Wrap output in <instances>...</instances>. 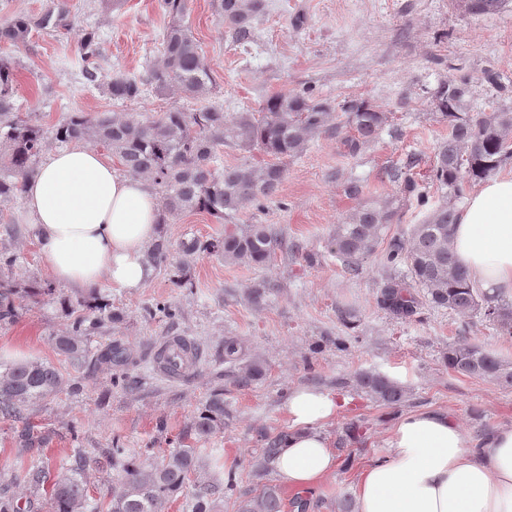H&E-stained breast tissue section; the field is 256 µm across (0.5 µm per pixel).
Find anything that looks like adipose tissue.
I'll return each instance as SVG.
<instances>
[{
  "mask_svg": "<svg viewBox=\"0 0 512 512\" xmlns=\"http://www.w3.org/2000/svg\"><path fill=\"white\" fill-rule=\"evenodd\" d=\"M26 208L45 264L58 282L87 290L107 282L143 287L160 209L146 180L119 172L100 151L51 152L28 182ZM475 287L512 295V176L484 181L459 211L451 240ZM339 399L314 388L289 395L290 429L274 463L283 485L309 489L336 471L321 426ZM388 459L366 468L356 512H512V426L474 440L451 416L414 412L388 430Z\"/></svg>",
  "mask_w": 512,
  "mask_h": 512,
  "instance_id": "obj_1",
  "label": "adipose tissue"
}]
</instances>
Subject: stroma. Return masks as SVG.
Wrapping results in <instances>:
<instances>
[{"instance_id": "stroma-1", "label": "stroma", "mask_w": 512, "mask_h": 512, "mask_svg": "<svg viewBox=\"0 0 512 512\" xmlns=\"http://www.w3.org/2000/svg\"><path fill=\"white\" fill-rule=\"evenodd\" d=\"M70 12V29L35 30L27 43H0V59L13 63L18 115L49 129L74 112L138 120L179 108L199 109L198 101L178 91L145 86L134 101L117 102L105 81L120 72L146 77L162 61L161 43L169 19L157 0H123L119 10L100 0H59ZM254 43L233 41L219 20L213 0H188L183 18L197 40L216 86L209 104L228 115L258 111L265 99L281 93L312 90L336 109L365 99L387 112L388 122L373 142L349 153L341 135L316 137L300 157L287 161L277 196L264 207H246L237 224H271L282 233V245L266 267L197 259L192 283L177 287L172 268L156 269L153 278L134 291L102 283L101 290L123 318L105 324L93 336L98 348L118 342L127 350L126 366L71 365L59 357L53 342L66 333L69 317L45 298H23L14 322L0 323V361L43 360L63 374L59 391L26 407L20 417L0 416V489L19 503L30 493L21 475L30 465L51 470L70 467L76 454L86 459L84 480L93 499L106 502L118 488V472L105 462L112 444L126 448L142 462H155L178 444L200 446L235 470L240 490L255 488L252 465L260 457V432L287 431L284 405L291 391L315 387L348 397L350 403L324 423L323 431L337 453L336 473L310 491L282 489L283 512H340L353 497L362 470L387 459L385 437L401 415L445 411L479 439L512 426V388L462 376L448 369L443 354L465 339L512 363V337L499 335L481 316L461 317L421 304L414 315L396 319L377 303L386 275L382 252L365 259L350 274L326 250L335 224L371 199L398 195L400 186L387 177L408 156L412 174L425 189L427 203L403 199L388 234L410 233L444 193L432 182L435 149L448 136V124L437 113L433 92L446 80L463 78L471 104L486 109L512 89V0L495 11L473 14L462 0H266ZM96 31L103 80L86 84L81 75L78 41ZM495 70L502 86L485 78ZM359 185L351 194V185ZM215 218L186 212L166 229L169 244L196 236H222ZM18 255L13 280L48 278L39 242L0 232V250ZM267 283L265 303L254 304L249 288ZM179 309L176 320L150 316L156 303ZM355 315L352 327L340 319L342 309ZM185 336L200 350L189 378L171 381L155 371L149 352L160 339ZM235 336L247 359L259 360L262 380L237 387L217 361L224 339ZM345 337L347 350L336 349ZM383 374L407 391L397 408L379 405L356 385L358 372ZM136 381L135 388L121 377ZM224 392L228 413L223 430L197 442L193 427L209 395ZM33 443H24L22 433Z\"/></svg>"}]
</instances>
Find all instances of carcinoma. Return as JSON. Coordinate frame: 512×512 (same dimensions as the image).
Wrapping results in <instances>:
<instances>
[{
	"mask_svg": "<svg viewBox=\"0 0 512 512\" xmlns=\"http://www.w3.org/2000/svg\"><path fill=\"white\" fill-rule=\"evenodd\" d=\"M218 17L235 40H253L258 19L266 9L265 0H213ZM160 11L171 18L163 36L162 64L149 72V83L164 91L173 88L193 100L206 98L214 77L200 54V47L183 24L186 0H158ZM69 11L59 7L39 16L19 15L0 25V42L26 43L34 29L71 28ZM100 46L94 33L85 32L80 42L82 75L86 83L99 81ZM14 67L0 60V202L17 199L27 181L37 171L46 145L96 142L112 149L132 175L151 182L159 195L161 226L185 212L206 213L220 222L230 223L245 207L259 208L277 194L285 176L282 160L302 155L313 139L340 129L333 123L335 109L324 100L307 93L278 94L262 104L258 112H240L229 120L215 106L194 112L173 109L157 118L140 121L120 118L109 112L94 116L74 113L52 129L22 120L15 115ZM144 83L115 74L107 83L108 94L116 101L138 99ZM433 104L448 121V138L435 151L432 179L444 190L445 199L432 209L424 221L414 225L408 237L395 235L387 243L384 260L394 270L382 282L378 305L397 319L412 316L424 299L437 308L458 316L478 312L503 335L512 336V302L496 294L480 292L470 285L467 270L451 248L453 225L457 222L454 200L464 189L496 174L512 162V106L501 104L476 111L471 106L470 88L464 79L441 83L434 92ZM344 112L346 123L356 136L344 139L350 151L376 139L387 124V115L367 100L350 101ZM224 146L257 148L277 162L256 167L250 162L224 167L218 151ZM416 159L410 157L404 168L388 172L401 184L406 195L423 197L424 191L407 176ZM398 199H375L351 212L329 235L327 249L345 269L359 273L362 261L383 241L386 229L397 215ZM282 244L279 231L271 224L238 225L224 228V236L202 240L190 237L171 252L165 234L150 245L147 253L154 267L169 265L177 270L175 284L190 281L191 264L203 256H218L232 263L264 266ZM407 268L400 274L397 269ZM47 297L73 317L68 331L55 339L58 354L72 365L89 361L123 365L125 348L114 343L93 350L91 336L105 319H117L112 303L95 289L77 299L61 293L48 280H35L24 286L0 278V321L12 322L17 316L19 298ZM84 313L75 314L77 308ZM244 349L233 337L224 338V362L239 365L235 382L249 387L261 380V363H243ZM448 369L502 387H512V364L466 340L448 346L444 355ZM63 381L58 367L40 360L0 363V415L15 418L31 403L54 395ZM357 385L374 401L398 406L405 401L403 387L385 375L372 371L357 374ZM224 428V390H216L206 401L194 422V433L206 440ZM284 434H263L261 456L255 476L263 478L280 452ZM112 461L121 464V489L108 502H88L81 468H67L51 475L47 465H35L24 476L39 497L50 487L48 500L52 512H165L168 502L183 498V512H220L224 498L233 495L236 473L229 470L224 479L206 476V464L197 448H177L158 461L144 464L125 449H112ZM235 512H282L280 490L263 484L259 492L234 501Z\"/></svg>",
	"mask_w": 512,
	"mask_h": 512,
	"instance_id": "cac0c4a2",
	"label": "carcinoma"
}]
</instances>
